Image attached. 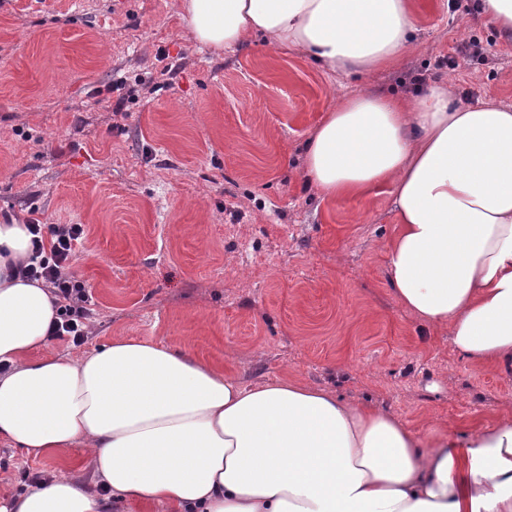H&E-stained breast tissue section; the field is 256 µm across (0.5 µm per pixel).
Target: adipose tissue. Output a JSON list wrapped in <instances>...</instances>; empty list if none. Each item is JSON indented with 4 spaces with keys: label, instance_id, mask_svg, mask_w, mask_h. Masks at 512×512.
<instances>
[{
    "label": "adipose tissue",
    "instance_id": "1",
    "mask_svg": "<svg viewBox=\"0 0 512 512\" xmlns=\"http://www.w3.org/2000/svg\"><path fill=\"white\" fill-rule=\"evenodd\" d=\"M214 52L261 38L366 76L415 50V0H181ZM326 198L391 189L385 247L395 300L447 329L461 355L512 372V106L337 96L307 140ZM32 236L0 221V440L40 456L80 450L99 497L67 475L0 499V512H512V411L458 438L297 379L246 385L185 349L115 339L34 358L57 317L23 280Z\"/></svg>",
    "mask_w": 512,
    "mask_h": 512
}]
</instances>
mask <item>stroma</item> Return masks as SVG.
I'll use <instances>...</instances> for the list:
<instances>
[{"instance_id": "obj_1", "label": "stroma", "mask_w": 512, "mask_h": 512, "mask_svg": "<svg viewBox=\"0 0 512 512\" xmlns=\"http://www.w3.org/2000/svg\"><path fill=\"white\" fill-rule=\"evenodd\" d=\"M415 3L419 50L364 78L259 40L214 54L178 0H0V217L83 225L72 271L94 302L83 344L50 340L37 357L150 340L421 432L468 433L512 410V374L461 357L394 299L389 188L325 200L304 176L303 146L337 95L411 98L421 77L465 104L512 106V40L474 0ZM120 81L134 98L116 113ZM60 472L91 480L0 442V498Z\"/></svg>"}]
</instances>
